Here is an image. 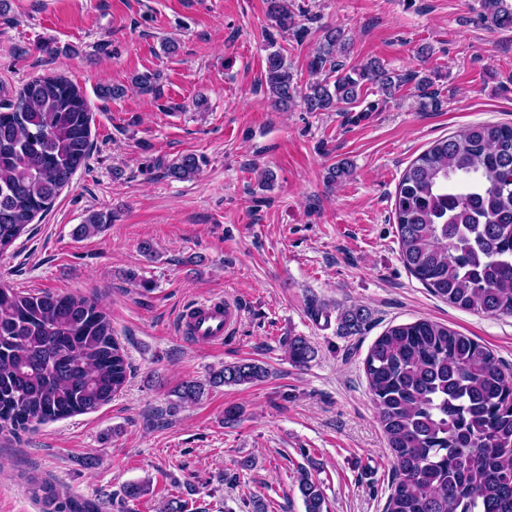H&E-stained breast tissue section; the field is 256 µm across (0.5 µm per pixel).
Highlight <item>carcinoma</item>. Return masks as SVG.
<instances>
[{"mask_svg": "<svg viewBox=\"0 0 512 512\" xmlns=\"http://www.w3.org/2000/svg\"><path fill=\"white\" fill-rule=\"evenodd\" d=\"M278 28L295 27L286 0H267ZM481 16L512 29V0H481ZM343 33L330 29L308 61L313 77L301 99L309 112H341L367 84L391 96L408 78L377 61L346 66ZM264 81L276 109L298 96L291 65L268 45ZM90 112L83 89L57 74L35 77L0 104V252L48 211L89 158ZM203 160L186 154L166 176L190 180ZM394 219L401 259L433 295L465 311L512 315V125H477L442 138L404 172ZM111 223L89 214L77 233ZM362 307L337 309L340 331L353 335ZM304 366L315 348L303 336L283 340ZM365 373L389 448L394 490L386 512H512V373L485 345L448 326L421 319L389 327L371 346ZM130 364L98 300L0 288V436L46 421L92 412L127 382ZM267 369L242 361L183 382L171 410L194 404L204 387L259 382ZM305 512H324L320 485L302 471ZM43 512H99L39 476L27 478Z\"/></svg>", "mask_w": 512, "mask_h": 512, "instance_id": "cac0c4a2", "label": "carcinoma"}]
</instances>
